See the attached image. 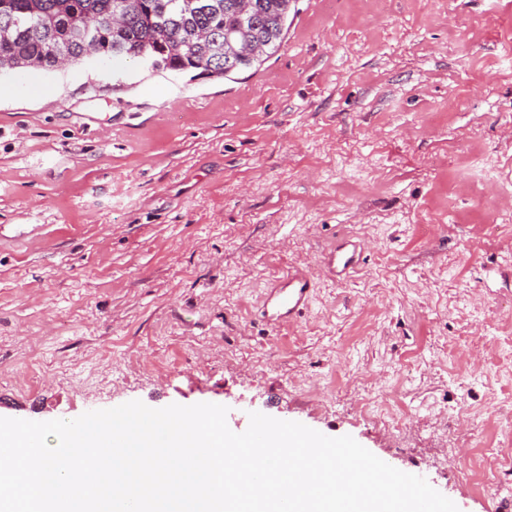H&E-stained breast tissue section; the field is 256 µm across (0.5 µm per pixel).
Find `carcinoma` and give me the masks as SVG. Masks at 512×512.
<instances>
[{
    "label": "carcinoma",
    "instance_id": "obj_1",
    "mask_svg": "<svg viewBox=\"0 0 512 512\" xmlns=\"http://www.w3.org/2000/svg\"><path fill=\"white\" fill-rule=\"evenodd\" d=\"M235 0H0V65L5 68L59 67L55 49L67 53V63L85 58L75 30L100 26L98 53L115 55L120 47L129 59H154L162 69L178 73L205 70L208 76L224 75V62H211L207 38H224L234 31L238 38L259 37L268 57L282 46L292 0H252L254 27L237 30ZM125 9L124 25L109 24L112 14Z\"/></svg>",
    "mask_w": 512,
    "mask_h": 512
}]
</instances>
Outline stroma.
<instances>
[{"instance_id":"1","label":"stroma","mask_w":512,"mask_h":512,"mask_svg":"<svg viewBox=\"0 0 512 512\" xmlns=\"http://www.w3.org/2000/svg\"><path fill=\"white\" fill-rule=\"evenodd\" d=\"M42 76L0 98V417L221 404L234 432L349 435L459 512H512V475L492 497L448 454L491 468L512 422V0H295L228 78L106 55ZM291 270L310 305L270 324Z\"/></svg>"}]
</instances>
